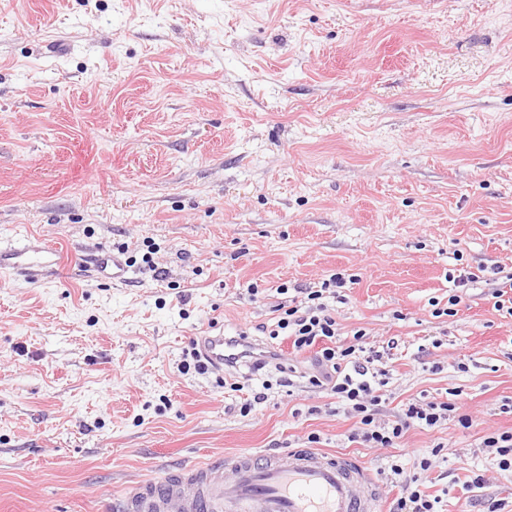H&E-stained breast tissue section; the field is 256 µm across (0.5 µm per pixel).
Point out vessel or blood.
Segmentation results:
<instances>
[{"mask_svg": "<svg viewBox=\"0 0 512 512\" xmlns=\"http://www.w3.org/2000/svg\"><path fill=\"white\" fill-rule=\"evenodd\" d=\"M64 255L42 238L0 244V288L13 273L60 268ZM98 279L125 284L131 269L113 252L99 250L89 265ZM196 348L215 370L239 358L252 343L244 336L196 337ZM372 472L351 458L302 448L277 454L242 452L194 468L181 480L147 481L126 495L119 512H379Z\"/></svg>", "mask_w": 512, "mask_h": 512, "instance_id": "obj_1", "label": "vessel or blood"}]
</instances>
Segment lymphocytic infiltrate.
I'll list each match as a JSON object with an SVG mask.
<instances>
[{"instance_id":"lymphocytic-infiltrate-1","label":"lymphocytic infiltrate","mask_w":512,"mask_h":512,"mask_svg":"<svg viewBox=\"0 0 512 512\" xmlns=\"http://www.w3.org/2000/svg\"><path fill=\"white\" fill-rule=\"evenodd\" d=\"M344 277L331 275L319 289L308 288L294 306L280 313L273 324L264 326L269 340L262 349L244 356L247 380L261 383L260 392L241 405V412H251L254 405L265 400L266 390L279 386L296 387L305 380L308 387L327 392L336 400V412L351 420L350 441L368 448H394L409 428L432 429L442 421L456 419L462 428H470L472 419L460 412L455 402L438 399H412L396 419L384 421L378 414L386 401L387 373L380 362L383 352L366 346L365 330H357L349 344H337L341 327L329 300L344 302L340 290ZM290 340L294 358L283 362L274 344L275 339ZM441 446H434L430 456L414 459L413 473H406L399 459H391L386 477L400 487L401 493L393 502L392 512H438L440 500L427 494L422 473L428 472Z\"/></svg>"}]
</instances>
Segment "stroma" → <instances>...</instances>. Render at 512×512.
Returning a JSON list of instances; mask_svg holds the SVG:
<instances>
[{"mask_svg": "<svg viewBox=\"0 0 512 512\" xmlns=\"http://www.w3.org/2000/svg\"><path fill=\"white\" fill-rule=\"evenodd\" d=\"M26 233L66 265L0 288V512H115L144 479L312 436L385 466L326 393L244 416L250 390L181 369L203 325L263 344L289 290L336 273L343 340L399 342L383 415L452 393L473 418L409 429L405 466L444 444V512H512L482 446L512 431L489 285L512 273V0H0V241ZM101 249L129 283L81 272Z\"/></svg>", "mask_w": 512, "mask_h": 512, "instance_id": "obj_1", "label": "stroma"}]
</instances>
